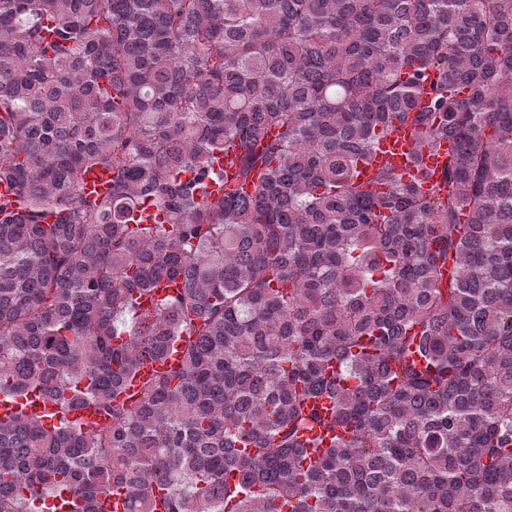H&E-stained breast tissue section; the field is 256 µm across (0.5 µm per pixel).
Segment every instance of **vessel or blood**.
I'll list each match as a JSON object with an SVG mask.
<instances>
[{
    "label": "vessel or blood",
    "instance_id": "b4317fda",
    "mask_svg": "<svg viewBox=\"0 0 512 512\" xmlns=\"http://www.w3.org/2000/svg\"><path fill=\"white\" fill-rule=\"evenodd\" d=\"M415 132L410 126H396L378 143L377 149L369 165L363 166V173H370L372 168L389 165L401 174L404 182L414 184L422 193L429 194L435 189L439 170L444 160L443 153L428 150L415 151ZM178 355L168 352L161 358L143 359L137 376L125 386V397L136 399L144 381L167 372L176 367ZM53 406L44 400L39 392H29L27 396L15 400H0V417L6 418L13 414L34 413L44 415L51 413Z\"/></svg>",
    "mask_w": 512,
    "mask_h": 512
}]
</instances>
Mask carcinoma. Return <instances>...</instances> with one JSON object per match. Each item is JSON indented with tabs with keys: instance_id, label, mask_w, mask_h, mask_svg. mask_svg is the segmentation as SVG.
Listing matches in <instances>:
<instances>
[{
	"instance_id": "1",
	"label": "carcinoma",
	"mask_w": 512,
	"mask_h": 512,
	"mask_svg": "<svg viewBox=\"0 0 512 512\" xmlns=\"http://www.w3.org/2000/svg\"><path fill=\"white\" fill-rule=\"evenodd\" d=\"M0 178V512H512V0H0ZM415 132L411 126L396 125L395 129L384 136L378 143L377 149L369 165H362L361 178L367 179L375 167L388 164L401 174L406 183H413L420 192L430 194L435 190L439 170L448 151V141H442V147L437 152L414 149ZM178 357L179 353L169 350L161 358H144L137 376L126 384L123 396L138 399L143 382L176 367ZM53 411V405L44 400L37 391L29 392L26 397H17L14 401L0 400V417L7 418L18 412L35 413L39 416Z\"/></svg>"
}]
</instances>
